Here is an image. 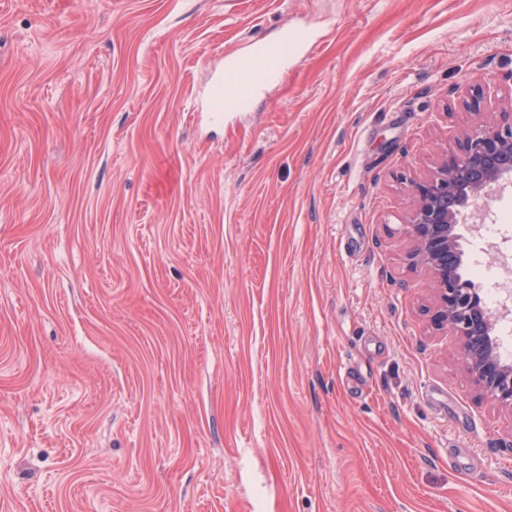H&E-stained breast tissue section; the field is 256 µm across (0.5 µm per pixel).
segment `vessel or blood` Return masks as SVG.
<instances>
[{
  "label": "vessel or blood",
  "mask_w": 512,
  "mask_h": 512,
  "mask_svg": "<svg viewBox=\"0 0 512 512\" xmlns=\"http://www.w3.org/2000/svg\"><path fill=\"white\" fill-rule=\"evenodd\" d=\"M284 44L258 45L250 59H233L224 66L214 80L207 97V108L212 118H221L225 96L251 95L273 73L276 63L283 59Z\"/></svg>",
  "instance_id": "obj_1"
}]
</instances>
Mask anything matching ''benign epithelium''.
I'll return each instance as SVG.
<instances>
[{"instance_id":"benign-epithelium-1","label":"benign epithelium","mask_w":512,"mask_h":512,"mask_svg":"<svg viewBox=\"0 0 512 512\" xmlns=\"http://www.w3.org/2000/svg\"><path fill=\"white\" fill-rule=\"evenodd\" d=\"M512 125L477 122L454 147L444 151L435 172L413 184L408 234L411 266L426 272L435 300L433 321L457 338V346L475 385L496 405L512 413V365L496 355L492 336L496 315L479 290L448 267L444 251L461 254L459 220H467L479 202L512 181Z\"/></svg>"}]
</instances>
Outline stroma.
I'll use <instances>...</instances> for the list:
<instances>
[{"mask_svg":"<svg viewBox=\"0 0 512 512\" xmlns=\"http://www.w3.org/2000/svg\"><path fill=\"white\" fill-rule=\"evenodd\" d=\"M478 77L512 0H0V512H512L405 261ZM288 41L278 44H260L250 59H233L224 66L214 80L207 97L208 113L213 119H220L224 112V91L228 96H249L273 73L276 63L284 57ZM260 61L261 69L250 65Z\"/></svg>","mask_w":512,"mask_h":512,"instance_id":"stroma-1","label":"stroma"}]
</instances>
